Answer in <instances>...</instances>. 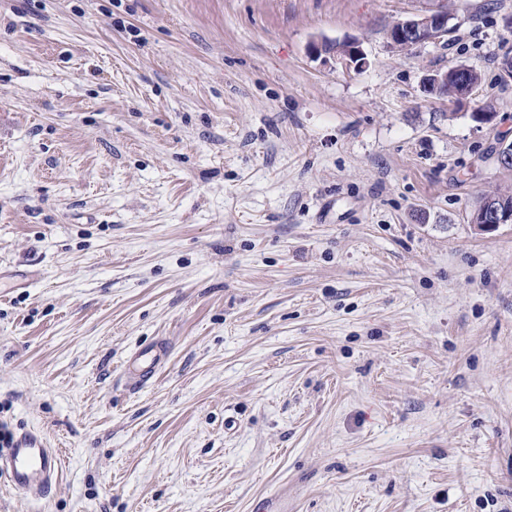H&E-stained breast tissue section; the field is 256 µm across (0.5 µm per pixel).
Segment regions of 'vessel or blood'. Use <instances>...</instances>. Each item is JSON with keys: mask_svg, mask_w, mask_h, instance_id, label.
Masks as SVG:
<instances>
[{"mask_svg": "<svg viewBox=\"0 0 512 512\" xmlns=\"http://www.w3.org/2000/svg\"><path fill=\"white\" fill-rule=\"evenodd\" d=\"M166 354L164 342L142 348L123 363V372L130 386L150 382ZM61 460L51 449L37 444L30 435L15 438L11 447L0 448V475L17 492L27 496H44L55 485Z\"/></svg>", "mask_w": 512, "mask_h": 512, "instance_id": "b4317fda", "label": "vessel or blood"}]
</instances>
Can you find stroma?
Masks as SVG:
<instances>
[{"label": "stroma", "instance_id": "1", "mask_svg": "<svg viewBox=\"0 0 512 512\" xmlns=\"http://www.w3.org/2000/svg\"><path fill=\"white\" fill-rule=\"evenodd\" d=\"M507 51L512 0H0V424L62 462L0 512H512ZM386 33V45L392 51L409 50L435 43L448 35V11L428 10L398 18ZM310 50L317 56L324 55L325 59L332 58L347 68L361 69L367 65V57L359 40L352 38L342 42L312 43ZM463 68L464 71H461L460 68ZM448 83L447 79L442 81V84L439 86L438 91L439 94L436 92V89L433 90V81L436 80L435 84L437 85L438 81H440L441 75H444L443 72H438L433 74L427 82V92L430 95H434L440 99H444L445 96L449 100L455 98L459 92V96H466L469 95L472 92L471 86L468 84L477 85L481 77L474 69L470 67H466L463 65H457V66H451L448 67ZM445 71V72H446ZM467 81L468 83H463L460 85V82ZM459 85H460V91H459ZM441 94V95H440ZM443 95V96H442ZM472 224L482 232L492 231L498 224L512 222V213L509 210L502 211L494 197L491 195L484 201L480 210H475L471 217ZM166 354L163 341L142 348L123 363V372L130 386L140 387L150 382Z\"/></svg>", "mask_w": 512, "mask_h": 512}]
</instances>
